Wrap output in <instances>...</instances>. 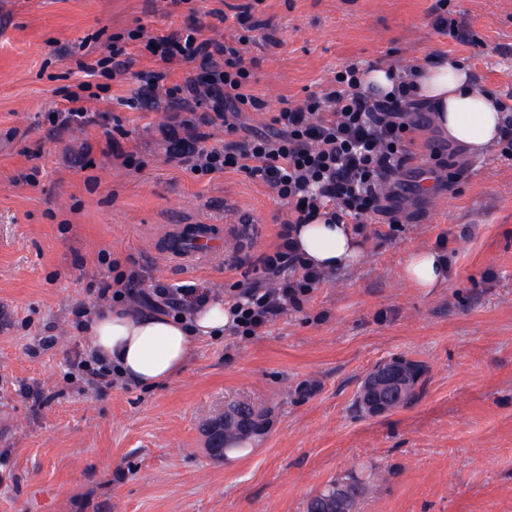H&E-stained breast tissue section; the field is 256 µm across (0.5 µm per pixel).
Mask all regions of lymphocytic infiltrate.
Here are the masks:
<instances>
[{
  "mask_svg": "<svg viewBox=\"0 0 512 512\" xmlns=\"http://www.w3.org/2000/svg\"><path fill=\"white\" fill-rule=\"evenodd\" d=\"M210 15L234 21L240 30L235 43L202 37L195 24L170 35L146 36L144 49L153 67L138 72L140 87L127 104L153 109L161 97L172 99L179 114L164 134L176 145L178 157L189 159L193 173L239 170L287 201L279 242L260 259L267 282L248 284L234 302L235 327L255 336L326 278L325 272L305 267L295 253L294 225L319 217L328 224H345L370 214L399 224L402 203L416 195L419 178L444 184L453 176L436 151L423 166L408 168L416 157L412 132L432 124L430 111L411 96L408 68L398 72L393 94L383 96L363 88L358 64L344 65L322 91L273 113L268 131L204 148L205 127L220 125L234 134L241 113L265 108V101L248 91L257 61L246 58L245 47L258 36L266 44L276 42L248 2L235 6L233 13L214 8ZM177 66L188 67V76L181 85L166 87Z\"/></svg>",
  "mask_w": 512,
  "mask_h": 512,
  "instance_id": "obj_1",
  "label": "lymphocytic infiltrate"
}]
</instances>
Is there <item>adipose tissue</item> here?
Returning <instances> with one entry per match:
<instances>
[{
    "instance_id": "1",
    "label": "adipose tissue",
    "mask_w": 512,
    "mask_h": 512,
    "mask_svg": "<svg viewBox=\"0 0 512 512\" xmlns=\"http://www.w3.org/2000/svg\"><path fill=\"white\" fill-rule=\"evenodd\" d=\"M412 91L433 108L436 128L453 144L478 155L497 142L505 107L496 94L479 87L462 63L438 58L424 65ZM295 241L305 264L325 271L356 264L366 250L365 240L349 224H303ZM402 277L427 291L444 287L448 260L432 249L414 251L404 262ZM231 322L229 306L217 297L181 318L102 306L92 316L88 334L92 354L114 366L123 380L154 386L181 373L195 339L222 335Z\"/></svg>"
}]
</instances>
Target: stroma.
<instances>
[{
  "instance_id": "stroma-1",
  "label": "stroma",
  "mask_w": 512,
  "mask_h": 512,
  "mask_svg": "<svg viewBox=\"0 0 512 512\" xmlns=\"http://www.w3.org/2000/svg\"><path fill=\"white\" fill-rule=\"evenodd\" d=\"M434 0H262L257 17L281 45L250 44L251 91L267 107L240 125L320 91L342 65H415L455 57L480 85L512 94V0H449L480 37L439 34ZM217 0H0V512H305L330 480L356 471L373 489L358 512H512V159L453 151L462 177L423 193L415 222L366 216L358 264L336 270L260 335L225 329L196 341L182 373L101 389L71 362L72 330L101 282L141 274L140 288L197 284L229 297L261 278L286 201L237 170L197 175L169 156L166 110L124 106L150 68L131 36L190 23L232 38L208 17ZM120 39L133 71L84 78L77 61ZM95 120L53 123L79 82ZM173 224H215L221 250L199 268L171 263ZM450 259L445 287L401 277L406 256ZM54 337L44 348L45 337ZM425 363L413 405L362 414L355 393L374 365ZM266 412V428L232 459L212 458L206 424L225 401Z\"/></svg>"
}]
</instances>
